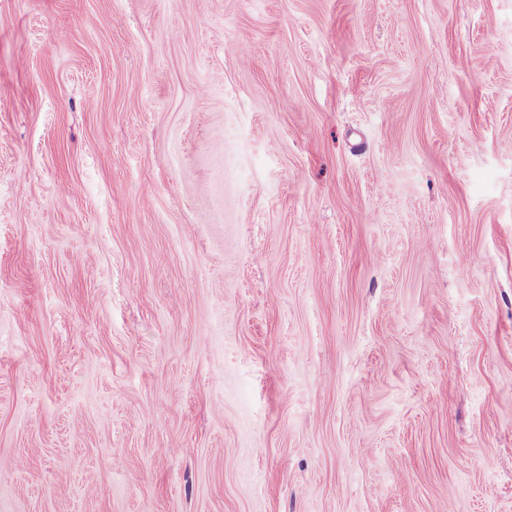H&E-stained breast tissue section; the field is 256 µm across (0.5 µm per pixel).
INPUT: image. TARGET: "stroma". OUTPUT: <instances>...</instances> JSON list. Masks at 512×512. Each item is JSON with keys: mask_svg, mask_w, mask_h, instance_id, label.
<instances>
[{"mask_svg": "<svg viewBox=\"0 0 512 512\" xmlns=\"http://www.w3.org/2000/svg\"><path fill=\"white\" fill-rule=\"evenodd\" d=\"M0 512H512V0H0Z\"/></svg>", "mask_w": 512, "mask_h": 512, "instance_id": "35a3bbf8", "label": "stroma"}]
</instances>
